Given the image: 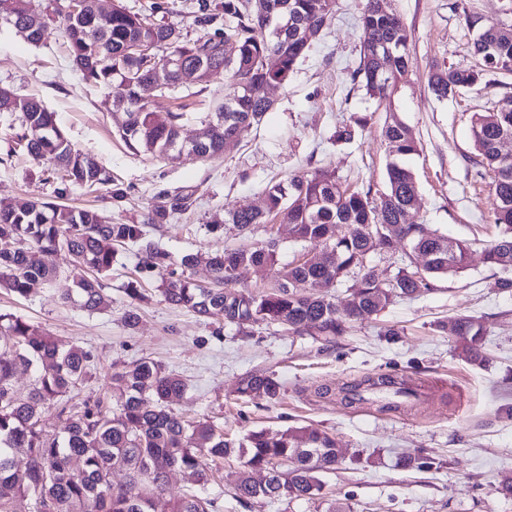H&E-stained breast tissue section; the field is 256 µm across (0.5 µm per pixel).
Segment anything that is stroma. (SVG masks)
I'll return each instance as SVG.
<instances>
[{
  "label": "stroma",
  "instance_id": "obj_1",
  "mask_svg": "<svg viewBox=\"0 0 512 512\" xmlns=\"http://www.w3.org/2000/svg\"><path fill=\"white\" fill-rule=\"evenodd\" d=\"M203 1L218 2L160 0L156 11L153 0L124 4L194 39L204 33L194 22ZM366 2L336 0L334 18L288 84L272 89V110L260 123L241 130L235 150L202 160L129 150L113 118L110 90L90 87L69 63L64 33L52 20L57 0H27L30 11L47 18L49 25L37 45L0 27V86L43 100L76 148L111 172L124 197L116 201L107 190L73 185L58 195L60 183L49 178L46 162L20 152L14 143L21 124L18 113L0 112V204L58 198L130 224L140 221L160 193L184 191L192 195L190 209L170 223L146 226L145 238L177 257L201 256L189 271L197 283L210 280L204 256L261 246L272 236L278 240L280 265L288 266L298 255L316 252V244L293 241L281 225L238 231L225 224V210L260 203L269 181L321 168L371 187L373 194L384 192L388 147L381 130L391 108L420 144L419 153L405 159L419 190L412 221L470 243L472 254L462 273L434 279L432 291L395 301L331 345L275 325L215 329L195 313L165 302L156 291V277L140 279L152 292L150 301H132L126 288L138 279L142 261L136 244L120 248L104 280L112 299L107 310L90 312L70 300L73 282L61 253L52 258L56 277L30 297L0 288V311L92 351V376L74 392V402L103 394L112 371L150 359L188 382L174 411L214 423L228 437L309 425L335 436L342 462L323 477L324 499L241 504L235 488L244 467L239 457L230 456L219 464V482L210 486L221 512H325L331 500L347 512H512V497L497 491L503 480L512 478V292L496 288L500 273L482 260L481 252L497 230L470 134L472 113L493 110L512 92V76L496 84L479 83L445 100L437 99L429 86L433 67L475 63L470 50L475 32L464 24V15L512 24V0H393L411 37L407 81L388 107L350 80L364 39L360 17ZM358 118L367 119V126L354 140L336 142V129ZM132 312L139 320L131 326L126 317ZM460 314L483 323L482 364L465 359L450 331L451 319ZM252 373L276 378L279 398L238 395L240 380ZM384 374L408 380L417 387V396L404 399L395 410L342 401V388ZM421 452L435 458L437 468L397 467L399 458ZM356 456L361 459L357 465L352 462Z\"/></svg>",
  "mask_w": 512,
  "mask_h": 512
}]
</instances>
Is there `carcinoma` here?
Wrapping results in <instances>:
<instances>
[{
	"label": "carcinoma",
	"instance_id": "obj_1",
	"mask_svg": "<svg viewBox=\"0 0 512 512\" xmlns=\"http://www.w3.org/2000/svg\"><path fill=\"white\" fill-rule=\"evenodd\" d=\"M392 0H367L360 17L364 40L360 62L352 81L381 102L391 97L408 73L410 34ZM224 27L186 40L170 25H160L117 3L102 19L93 7L72 16L66 6L56 9L57 23L68 41L73 67L86 84L113 91L126 121L119 129L127 147L157 156L173 157L181 150L180 128L186 113L157 112L141 101L142 86L150 80L143 60L126 53L136 41L157 45L163 55L156 62L178 60L185 69H201L196 85L205 90L213 75L224 74V111L207 115L209 135L199 151L218 158L238 145L235 134L261 120L271 109L262 93L266 84L285 85L310 43L302 34L309 27L320 31L330 21L336 0H224ZM25 31V40L41 41L47 28L43 18L27 16L20 0H0V24ZM469 28H478L473 54L482 67L433 69L430 85L439 99L454 96L477 84L485 72L512 74V25L480 24L464 16ZM234 41L236 51L224 55V42ZM0 112L21 114L23 133L18 144L32 158L47 160L62 172L63 182L98 190L112 185V175L95 158L75 149L59 128L56 115L43 100L18 97L0 101ZM471 136L489 182L493 224L497 238L484 249L486 264L512 270V154L498 148L503 137L512 138V94L503 96L495 112H475ZM392 159L386 164L387 191L378 198L371 188L350 189L336 172L318 169L287 182L269 183L264 206L241 204L224 214V223L243 232L277 219L291 227L297 242L323 245L321 265L294 264L276 269V284L262 294L234 287L242 265L274 268L276 239L244 250L215 252L208 256L212 286L197 284L186 270L199 257L177 259L145 240L146 224H165L187 208L190 195L153 204L137 224L114 223L95 209L75 210L54 201H26L0 208V286L19 297H28L56 274L47 258L60 252L71 260L75 292L88 311L110 305L100 277L108 274L118 247L138 243L143 258L139 272L160 276L159 291L169 304L190 310L218 323L278 325L307 334L323 344L349 332L352 324L372 319L396 299H412L433 289L431 278L456 275L469 262L468 243L428 231L422 224L401 223L405 206L417 195L413 171L403 159L419 151L412 130L398 113L388 112L382 128ZM345 227L342 234L336 228ZM404 240L416 269L401 268L383 280L367 265L370 252L380 246L388 251ZM354 274L358 283L349 288L350 302L339 308L324 288L344 284ZM454 334L461 340L468 361H483L480 341L485 331L471 315L454 319ZM36 367L38 376L25 398L16 396L12 380L20 368ZM93 355L76 342L63 343L12 313L0 312V512H218L217 498L207 485L216 462L235 454L251 470H269L279 464L271 481L258 485L250 475L237 486L239 500L265 498L292 502L313 500L324 488L323 474L336 469L340 452L328 432L306 426L285 431L258 430L242 442L224 437L209 422H190L170 407L182 398L187 384L154 361L136 360L109 376L107 391L96 398L71 404V393L91 372ZM281 384L274 377L250 374L238 392L246 397L274 400ZM367 390L391 399L412 397L415 390L403 379L381 377ZM48 405L65 419V434L49 432L42 419ZM26 460L24 470L17 458ZM408 469H430L428 456L399 460ZM183 472L191 482L183 493L168 492V475ZM116 471L128 482L113 481ZM138 487L137 493L130 488Z\"/></svg>",
	"mask_w": 512,
	"mask_h": 512
}]
</instances>
